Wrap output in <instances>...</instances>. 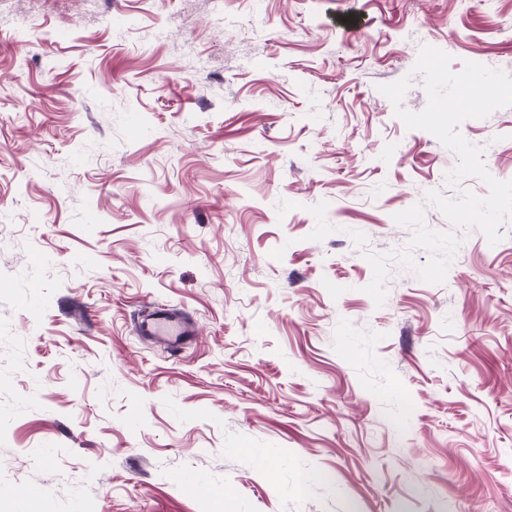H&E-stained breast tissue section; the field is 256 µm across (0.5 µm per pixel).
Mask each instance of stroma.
<instances>
[{
  "instance_id": "35a3bbf8",
  "label": "stroma",
  "mask_w": 512,
  "mask_h": 512,
  "mask_svg": "<svg viewBox=\"0 0 512 512\" xmlns=\"http://www.w3.org/2000/svg\"><path fill=\"white\" fill-rule=\"evenodd\" d=\"M425 45L512 75V0H0V512H512V219L378 90ZM135 331L137 336L160 343L172 354L182 352L198 334L197 324L188 313L164 304L144 310Z\"/></svg>"
}]
</instances>
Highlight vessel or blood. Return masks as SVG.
<instances>
[{"instance_id": "1", "label": "vessel or blood", "mask_w": 512, "mask_h": 512, "mask_svg": "<svg viewBox=\"0 0 512 512\" xmlns=\"http://www.w3.org/2000/svg\"><path fill=\"white\" fill-rule=\"evenodd\" d=\"M135 331L137 336L158 342L173 354L182 352L198 334L197 324L188 313L164 304L144 310Z\"/></svg>"}]
</instances>
